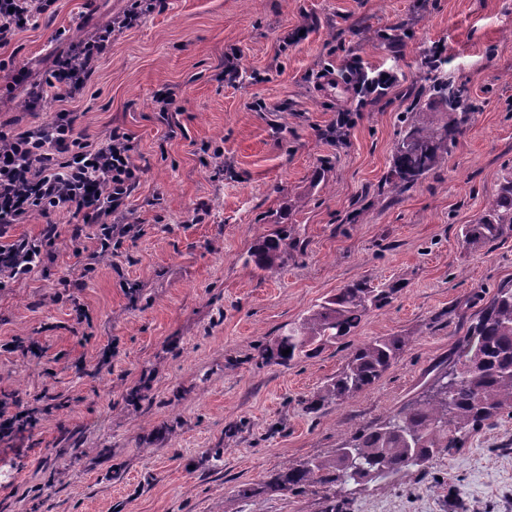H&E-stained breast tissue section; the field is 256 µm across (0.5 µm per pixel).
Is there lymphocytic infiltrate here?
I'll use <instances>...</instances> for the list:
<instances>
[{"label":"lymphocytic infiltrate","instance_id":"obj_1","mask_svg":"<svg viewBox=\"0 0 512 512\" xmlns=\"http://www.w3.org/2000/svg\"><path fill=\"white\" fill-rule=\"evenodd\" d=\"M159 2L135 0L130 10L115 18L113 27H132ZM54 3L0 0V47L9 45L27 25L37 23ZM113 27L103 28L68 56L57 59L54 69L36 84L34 99L48 91L80 92L98 59L109 49ZM344 72L365 101L386 95L397 82L394 72L368 69L356 62L346 63ZM134 151L131 137L117 130L97 145H87L67 112L10 134L0 131V288L6 281L26 278L53 258L57 225H43L36 237L8 239L10 228L25 223L31 215L75 212L82 222L75 225L73 239H81L85 229L91 228L104 249L130 233V225L112 224L108 218L124 205L140 181L139 170L131 163Z\"/></svg>","mask_w":512,"mask_h":512}]
</instances>
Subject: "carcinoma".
I'll use <instances>...</instances> for the list:
<instances>
[{
    "mask_svg": "<svg viewBox=\"0 0 512 512\" xmlns=\"http://www.w3.org/2000/svg\"><path fill=\"white\" fill-rule=\"evenodd\" d=\"M441 61L429 55L421 78L437 105H415L393 148L392 190L416 185L448 158L457 134L471 122L474 108L467 88L438 75ZM291 230L280 228L250 254L262 271L287 259L283 242ZM512 236V173L496 198L471 224L462 225L461 242L477 249ZM394 288H374L366 279L348 283L280 336L267 362L287 366L336 344L374 310L390 303ZM406 336H382L353 348L336 378L311 402L310 410L340 404L370 387L401 356ZM290 350L288 355L282 351ZM512 416V284L497 287L457 352L453 365L394 415L343 440L334 454L310 459L277 474L271 492L304 493L316 485L345 478L367 483L406 478L428 467L446 448L456 447L486 422Z\"/></svg>",
    "mask_w": 512,
    "mask_h": 512,
    "instance_id": "carcinoma-1",
    "label": "carcinoma"
}]
</instances>
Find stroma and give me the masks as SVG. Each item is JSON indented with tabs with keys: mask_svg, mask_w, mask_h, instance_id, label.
<instances>
[{
	"mask_svg": "<svg viewBox=\"0 0 512 512\" xmlns=\"http://www.w3.org/2000/svg\"><path fill=\"white\" fill-rule=\"evenodd\" d=\"M132 2L56 0L0 48V129L71 112L88 144L127 133L142 171L111 217L131 233L91 271L61 213L52 261L0 288V401L37 418L0 439V512H324L323 489L267 482L424 392L512 281V236L475 251L459 240L512 171V0H166L113 31L79 95L31 101L57 54ZM440 43L475 112L442 167L395 192L401 117L430 102L418 67ZM354 59L396 85L365 106L322 84ZM281 224L300 251L261 271L250 252ZM363 277L396 287L391 304L311 358L266 362L289 324ZM393 335L409 343L378 381L310 412L352 346ZM33 338L42 359L23 351ZM335 490L343 512H512V418L427 470Z\"/></svg>",
	"mask_w": 512,
	"mask_h": 512,
	"instance_id": "stroma-1",
	"label": "stroma"
}]
</instances>
